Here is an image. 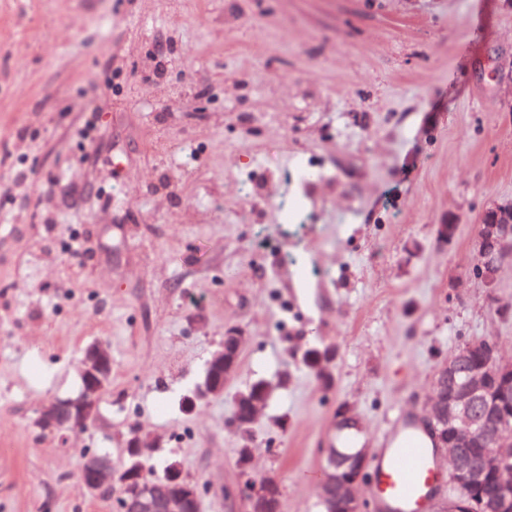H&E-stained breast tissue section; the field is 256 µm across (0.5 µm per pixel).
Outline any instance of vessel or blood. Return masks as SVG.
Returning a JSON list of instances; mask_svg holds the SVG:
<instances>
[{"label": "vessel or blood", "instance_id": "vessel-or-blood-1", "mask_svg": "<svg viewBox=\"0 0 512 512\" xmlns=\"http://www.w3.org/2000/svg\"><path fill=\"white\" fill-rule=\"evenodd\" d=\"M446 465L424 428L406 420L373 465L370 494L378 512H427Z\"/></svg>", "mask_w": 512, "mask_h": 512}]
</instances>
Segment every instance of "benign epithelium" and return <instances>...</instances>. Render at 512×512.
I'll list each match as a JSON object with an SVG mask.
<instances>
[{
	"label": "benign epithelium",
	"mask_w": 512,
	"mask_h": 512,
	"mask_svg": "<svg viewBox=\"0 0 512 512\" xmlns=\"http://www.w3.org/2000/svg\"><path fill=\"white\" fill-rule=\"evenodd\" d=\"M472 245L481 259L474 278L492 290L497 287L505 260H512V206L497 205L484 211L477 225ZM245 336L231 328L206 363V379L187 398V408L224 394L227 382L236 374ZM477 354L476 364L465 363V357ZM82 380L81 393L60 404L50 400L36 413L37 427L62 436L74 429L95 426L100 421L98 402L107 390L112 376V356L101 345L89 346L78 364ZM512 377V359L501 356L497 342L488 337L462 344L435 370L431 393L425 405L427 424L448 450V488L463 489L476 495V512H512V417L502 415L498 406L512 396L499 392V401L489 395L494 385H506ZM264 409L262 403L246 401V410L234 412L232 423L243 427L256 421ZM149 446L148 439L133 434L124 448L134 462L118 472L106 454L85 456L81 480L94 494L122 485L120 512H201L202 489L182 474L177 463L167 467L165 481L149 484L142 479L140 459ZM485 449L479 464L470 462L473 448ZM370 449L360 448L347 462L330 461L318 484V497L327 512H335L336 504L345 512H366V503L358 494L360 486L371 480ZM491 492L483 494L486 486ZM242 493L250 512H282V499L273 479L260 484L245 480Z\"/></svg>",
	"instance_id": "obj_1"
}]
</instances>
